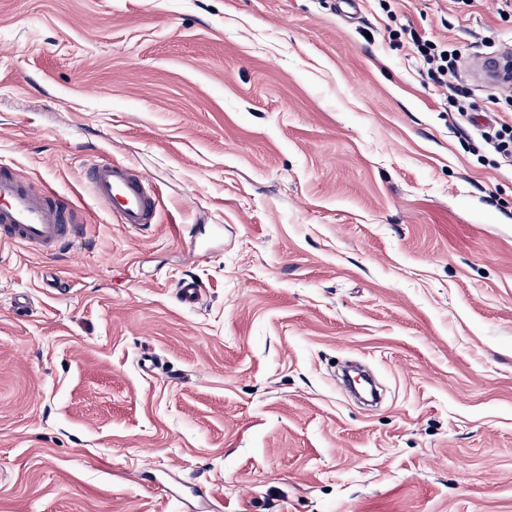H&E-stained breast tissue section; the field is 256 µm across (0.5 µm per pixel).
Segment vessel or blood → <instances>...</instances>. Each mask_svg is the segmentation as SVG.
Wrapping results in <instances>:
<instances>
[{
  "instance_id": "b4317fda",
  "label": "vessel or blood",
  "mask_w": 512,
  "mask_h": 512,
  "mask_svg": "<svg viewBox=\"0 0 512 512\" xmlns=\"http://www.w3.org/2000/svg\"><path fill=\"white\" fill-rule=\"evenodd\" d=\"M87 182L119 223L143 229L154 222L157 203L147 177L133 166L91 163ZM78 214L50 189L32 190L12 167L0 164V244H19L52 255L80 238Z\"/></svg>"
}]
</instances>
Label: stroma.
<instances>
[{
	"instance_id": "35a3bbf8",
	"label": "stroma",
	"mask_w": 512,
	"mask_h": 512,
	"mask_svg": "<svg viewBox=\"0 0 512 512\" xmlns=\"http://www.w3.org/2000/svg\"><path fill=\"white\" fill-rule=\"evenodd\" d=\"M414 33L468 59L512 10L0 0V162L86 226L51 259L0 245V512H512V165ZM93 158L150 179V228ZM350 356L380 406L337 387ZM410 38L433 83L449 91L454 90V81L457 80L462 66L461 55L457 50L445 48L428 39L423 40L415 33ZM87 182L97 200L111 210L119 224L143 229L154 222L157 203L147 177L133 166L112 161L91 163Z\"/></svg>"
}]
</instances>
